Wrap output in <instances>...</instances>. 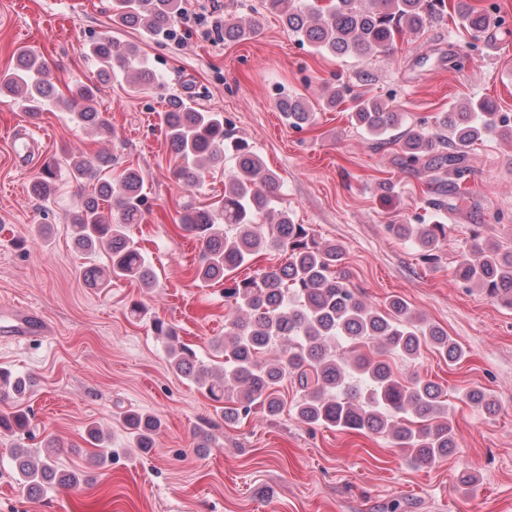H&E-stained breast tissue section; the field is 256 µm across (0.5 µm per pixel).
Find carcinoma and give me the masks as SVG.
<instances>
[{
    "label": "carcinoma",
    "mask_w": 512,
    "mask_h": 512,
    "mask_svg": "<svg viewBox=\"0 0 512 512\" xmlns=\"http://www.w3.org/2000/svg\"><path fill=\"white\" fill-rule=\"evenodd\" d=\"M262 9L279 15L284 28L319 53L369 59L392 49L395 37L405 30L419 32L445 18V0H336L326 12L308 0H261ZM182 0H112V17L121 25L153 38H166ZM458 17L476 39L492 31L491 16L482 7L461 0ZM250 23L226 19L218 36L235 43L250 36ZM88 55L100 79L128 78L136 92L161 89L164 82L136 45L120 46L112 38L92 40ZM37 117L45 107L60 105L73 121L101 135L110 125L94 106V89L79 85L71 96L56 94L46 62L35 51L22 49L12 70L0 73V98ZM277 107L296 128L314 124L315 112L299 97L277 101ZM350 119L377 144L398 147L399 164L425 178L435 196L428 206L448 210V192L459 189L472 172L471 151L485 136L512 138V117L496 111L487 101L471 102L460 110L441 112L430 130L407 120L402 112L377 97H357ZM166 138L182 160L177 176L187 190L195 188L204 171L234 161L225 176L224 203L205 210L187 201L180 221L201 245L195 275L203 283H226L224 297L233 313L226 319L224 337L211 342L224 357L222 368L204 364L192 347L182 343L175 326L154 320V330L167 343L172 371L190 381L208 398L224 403V421L235 422L259 406L276 416L284 408L279 386L289 381L299 394L291 411L308 426L355 430L386 436L414 463H430L457 447L456 431L448 419V403L442 388L417 374L402 377L390 364L366 354L363 348L380 343L384 352L413 362L422 349H431L443 360L456 364L463 349L440 326L411 313L400 297L388 302L382 313L369 306L347 284L340 269L342 249L320 243L303 224H296L288 210L277 207L281 178L270 170L260 154L236 136L222 112L201 109L188 99L173 96L161 113ZM68 179L95 182L68 216V229L76 245L88 255L103 251L109 264L85 272L92 288L106 289L114 279H129L145 288L156 285L153 266L130 235L132 224L143 219L144 177L133 168L116 172L112 158L96 161L74 157ZM32 192L49 205L57 192L55 173L47 168L32 183ZM270 221L264 232L258 221ZM399 238L415 239L422 258L438 260V250L448 239V225L391 224ZM471 254L458 263L460 282L480 288L487 297L512 306V252L481 242L472 230ZM268 249L286 254V261L237 280L230 273ZM278 347L275 362L262 360L267 350ZM27 380L0 370V397L25 400ZM465 400L496 412V404L481 389H471ZM123 426L135 447H154L160 420L153 415L125 412ZM30 413L17 409L0 413V434L19 437L30 427ZM27 448L13 449L12 460L33 491L57 482L72 487L82 475L60 473L52 459Z\"/></svg>",
    "instance_id": "carcinoma-1"
}]
</instances>
